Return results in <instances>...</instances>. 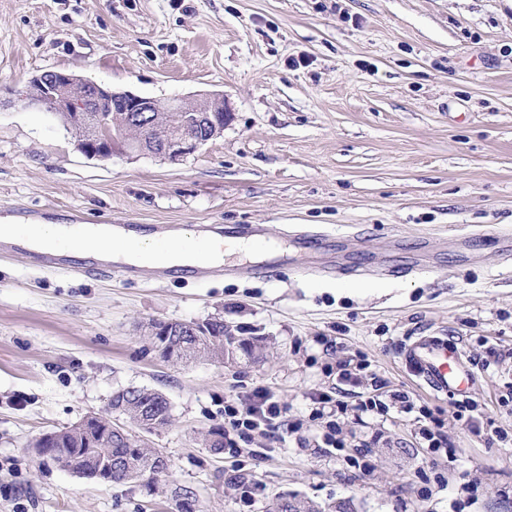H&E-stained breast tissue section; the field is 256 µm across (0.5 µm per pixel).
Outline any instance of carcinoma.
I'll list each match as a JSON object with an SVG mask.
<instances>
[{"instance_id": "obj_1", "label": "carcinoma", "mask_w": 512, "mask_h": 512, "mask_svg": "<svg viewBox=\"0 0 512 512\" xmlns=\"http://www.w3.org/2000/svg\"><path fill=\"white\" fill-rule=\"evenodd\" d=\"M232 337L236 340V349L254 356L255 341L259 337H236L232 329L222 323L219 337L199 345V357L224 361V344ZM134 392V398L120 409L121 414L136 422L142 417L143 409L149 407L158 416L155 429L166 427L171 418L169 401L149 388L136 387ZM34 448L39 457L49 459L84 478L113 483H143L151 490L158 488L160 477L163 476L160 469L169 468L168 461L156 449L142 444L140 435L129 433L124 438L118 435L108 438L99 422H91L85 428L71 426L59 430L51 447L44 448L37 441ZM116 457L122 458L125 465L119 470H112L106 466V462ZM267 512H350V508L344 502L326 508L311 500L280 496Z\"/></svg>"}]
</instances>
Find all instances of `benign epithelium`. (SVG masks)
Masks as SVG:
<instances>
[{"instance_id":"obj_1","label":"benign epithelium","mask_w":512,"mask_h":512,"mask_svg":"<svg viewBox=\"0 0 512 512\" xmlns=\"http://www.w3.org/2000/svg\"><path fill=\"white\" fill-rule=\"evenodd\" d=\"M16 102L23 107L38 106L54 114L72 112L90 124V131L78 143L85 155L109 160L114 155L142 152L145 136L137 139L138 148L127 146L124 130L143 132L167 125L165 115L181 116L179 134L152 143L151 153L170 161H179L195 153L213 137L211 130L224 128V117L230 112L224 95L213 94L198 100L173 97L164 104L129 91L109 90L94 81L62 70H45L34 75ZM194 343H173L170 359L182 361L195 357Z\"/></svg>"}]
</instances>
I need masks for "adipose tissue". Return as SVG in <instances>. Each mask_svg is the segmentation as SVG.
<instances>
[{
	"label": "adipose tissue",
	"mask_w": 512,
	"mask_h": 512,
	"mask_svg": "<svg viewBox=\"0 0 512 512\" xmlns=\"http://www.w3.org/2000/svg\"><path fill=\"white\" fill-rule=\"evenodd\" d=\"M7 233L33 235L39 246L56 244L76 254H93L101 257H115L127 261L155 259L168 262L172 266L191 263L202 259L212 263L223 261L224 257L236 253H257L259 244L238 239L212 238L209 240L180 236L173 238L166 247H159L158 241L150 234L113 237L111 232L101 231L94 235H69L59 224H45L34 229L30 224H7L0 228Z\"/></svg>",
	"instance_id": "1"
}]
</instances>
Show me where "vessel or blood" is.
Segmentation results:
<instances>
[{"instance_id":"vessel-or-blood-1","label":"vessel or blood","mask_w":512,"mask_h":512,"mask_svg":"<svg viewBox=\"0 0 512 512\" xmlns=\"http://www.w3.org/2000/svg\"><path fill=\"white\" fill-rule=\"evenodd\" d=\"M29 252L35 261L43 267L64 269L70 267L71 261L67 253L59 249L33 251L31 245L12 235L0 234V254ZM127 273L134 277L158 281L168 277L169 267L162 264L131 263L126 268ZM406 357L417 364L421 376L430 389L445 391L448 388H462V377L465 368L456 352L449 350L445 340L431 337L421 342L408 345Z\"/></svg>"}]
</instances>
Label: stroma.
I'll use <instances>...</instances> for the list:
<instances>
[{"mask_svg": "<svg viewBox=\"0 0 512 512\" xmlns=\"http://www.w3.org/2000/svg\"><path fill=\"white\" fill-rule=\"evenodd\" d=\"M61 69L165 101L223 94V133L183 161L85 156L14 100ZM257 225L286 248L259 277L120 269L95 277L0 254V512H264L278 495L353 512H512V0H0V219ZM300 231L321 235L305 249ZM470 237L469 248L452 245ZM350 273H326L331 264ZM223 316L259 359H161L148 326ZM461 351L466 391H431L406 346ZM343 394L345 446L322 445L315 394ZM162 393L149 437L170 461L152 492L42 461L46 432L108 411L126 386ZM283 415L235 449L209 446L255 389ZM414 411L358 416L378 395ZM436 409L452 456L419 444ZM125 269L131 276L152 281L162 280L172 272V269L162 264L128 263Z\"/></svg>", "mask_w": 512, "mask_h": 512, "instance_id": "obj_1", "label": "stroma"}]
</instances>
